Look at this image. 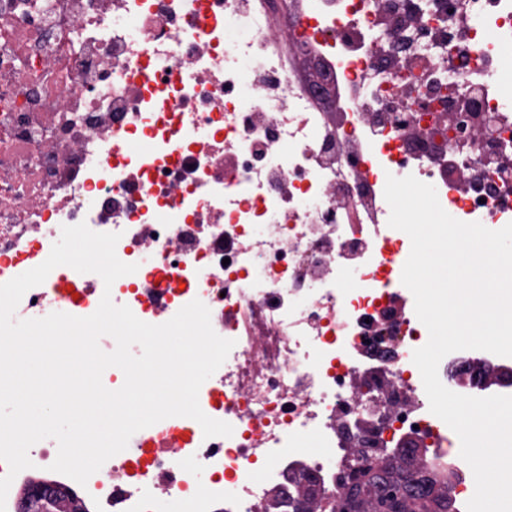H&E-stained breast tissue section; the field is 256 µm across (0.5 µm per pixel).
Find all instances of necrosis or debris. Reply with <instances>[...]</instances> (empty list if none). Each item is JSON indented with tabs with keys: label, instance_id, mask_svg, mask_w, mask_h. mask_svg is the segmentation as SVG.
I'll list each match as a JSON object with an SVG mask.
<instances>
[{
	"label": "necrosis or debris",
	"instance_id": "obj_1",
	"mask_svg": "<svg viewBox=\"0 0 512 512\" xmlns=\"http://www.w3.org/2000/svg\"><path fill=\"white\" fill-rule=\"evenodd\" d=\"M511 43L512 0H0V283L82 222L138 266L109 289L48 275L16 317L88 316L107 293L158 325L197 299L235 342L198 396L231 436L164 419L83 486L41 440L6 512L33 485L89 512H340L350 469L391 443L468 501L412 360L428 331L384 187L411 175L459 221L512 222ZM475 361L512 369L455 351L443 385L512 396L474 385Z\"/></svg>",
	"mask_w": 512,
	"mask_h": 512
}]
</instances>
